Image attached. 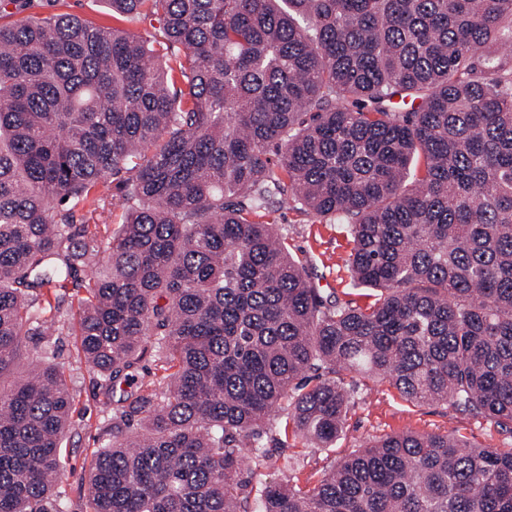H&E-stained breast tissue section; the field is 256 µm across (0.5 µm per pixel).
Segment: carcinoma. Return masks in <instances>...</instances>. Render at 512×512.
<instances>
[{
  "label": "carcinoma",
  "mask_w": 512,
  "mask_h": 512,
  "mask_svg": "<svg viewBox=\"0 0 512 512\" xmlns=\"http://www.w3.org/2000/svg\"><path fill=\"white\" fill-rule=\"evenodd\" d=\"M109 2L158 34L0 25V512H64L70 288L107 398L156 362L112 404L88 512H512V452L448 431L309 488L261 473L336 441L349 373L512 433V0ZM286 206L345 226L372 301L315 288Z\"/></svg>",
  "instance_id": "carcinoma-1"
}]
</instances>
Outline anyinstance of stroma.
Here are the masks:
<instances>
[{
    "label": "stroma",
    "mask_w": 512,
    "mask_h": 512,
    "mask_svg": "<svg viewBox=\"0 0 512 512\" xmlns=\"http://www.w3.org/2000/svg\"><path fill=\"white\" fill-rule=\"evenodd\" d=\"M28 13L37 17L68 13L99 25L109 27L113 24L107 0H31ZM277 221L288 236L293 254L312 260L316 267L317 287L338 297L348 293L350 277L346 259L350 246L341 230L336 225L320 223L315 217L292 209L282 210ZM56 317L60 328L56 338L57 360L72 371L74 396L66 466L58 491L66 512H84L88 497L87 468L93 451L104 442L102 427L108 408L95 374L75 366L77 344L70 333V303H63ZM405 429L423 434L450 430L467 443L512 452V433L501 431L488 421L469 418L442 402L421 405L407 402L385 381H361L356 387L345 431L332 447L317 448L303 440H295L293 452L303 458V467L294 474L270 468L265 470L264 477L281 483L294 476L299 485L313 484L323 469L361 448L367 441Z\"/></svg>",
    "instance_id": "1"
}]
</instances>
